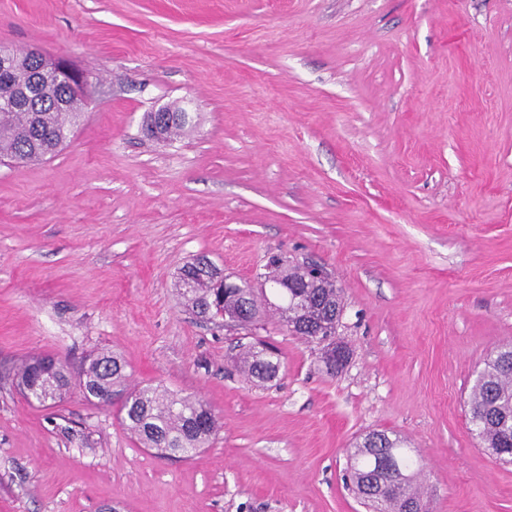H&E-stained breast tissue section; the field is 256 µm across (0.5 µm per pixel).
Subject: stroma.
I'll use <instances>...</instances> for the list:
<instances>
[{
    "label": "stroma",
    "mask_w": 512,
    "mask_h": 512,
    "mask_svg": "<svg viewBox=\"0 0 512 512\" xmlns=\"http://www.w3.org/2000/svg\"><path fill=\"white\" fill-rule=\"evenodd\" d=\"M1 44L90 97L55 155L0 164V512H366L344 473L373 430L419 456L428 512H512L467 415L512 341V0H0ZM172 103L187 132L144 137ZM201 254L237 280L324 264L345 368L268 319L283 367L248 379L250 336L178 298ZM95 349L203 399L208 447L165 458L78 386L44 408L15 385Z\"/></svg>",
    "instance_id": "35a3bbf8"
}]
</instances>
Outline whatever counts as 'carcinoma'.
<instances>
[{
  "instance_id": "carcinoma-1",
  "label": "carcinoma",
  "mask_w": 512,
  "mask_h": 512,
  "mask_svg": "<svg viewBox=\"0 0 512 512\" xmlns=\"http://www.w3.org/2000/svg\"><path fill=\"white\" fill-rule=\"evenodd\" d=\"M80 117L79 108L63 110L50 98L42 101L38 112L0 111V156L23 163L37 160L39 156L32 152L37 141L52 155L57 152L56 146L69 138ZM189 122V113L181 105H168L163 113L165 138L183 134ZM279 285L288 289V293L279 294L281 304L273 308L279 328L291 333L294 326L303 325L301 336L306 340L335 343L331 336L312 335L309 328L342 314V289L312 264L286 266L273 256L263 281L257 285L244 282L239 288L224 282V269L202 255L185 263L176 281L184 305L208 322L226 315L265 314L266 289L275 292ZM238 361L244 372L260 383L274 380L281 368L277 350L265 352L263 342L243 350ZM508 362L512 363L511 342L499 346L484 360L471 387L468 420L483 448L512 463V453L501 455V449L512 448V426L506 431L495 418L497 414L512 418V368H505ZM18 378L26 399L41 406L63 399L70 388L67 365L48 355L25 360ZM77 378L89 402L110 405L120 397L118 414L122 424L140 445L165 457H189L205 447L219 429L215 414L199 398L182 397L158 386L129 387L125 364L112 351L89 355L79 366ZM420 472L404 439L385 431H372L355 439L348 478L371 512H403L409 503L425 512L419 492Z\"/></svg>"
}]
</instances>
